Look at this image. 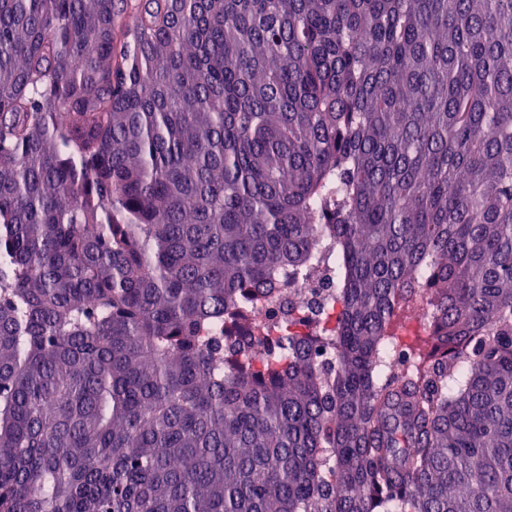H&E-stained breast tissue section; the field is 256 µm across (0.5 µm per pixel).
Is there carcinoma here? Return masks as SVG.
Returning <instances> with one entry per match:
<instances>
[{
    "instance_id": "carcinoma-1",
    "label": "carcinoma",
    "mask_w": 512,
    "mask_h": 512,
    "mask_svg": "<svg viewBox=\"0 0 512 512\" xmlns=\"http://www.w3.org/2000/svg\"><path fill=\"white\" fill-rule=\"evenodd\" d=\"M0 512H512V0H0Z\"/></svg>"
}]
</instances>
